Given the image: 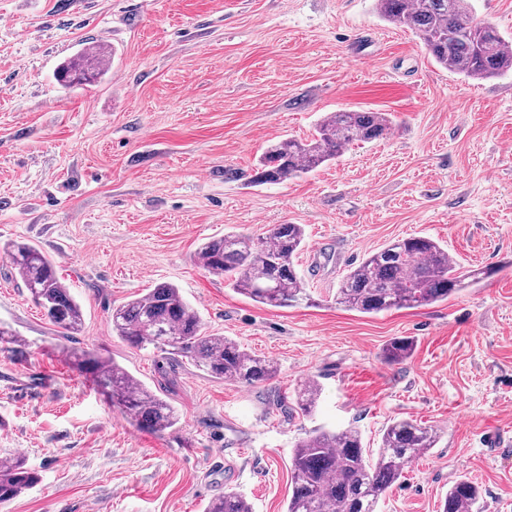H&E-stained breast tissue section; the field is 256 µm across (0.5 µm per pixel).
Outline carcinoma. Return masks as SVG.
Returning <instances> with one entry per match:
<instances>
[{"instance_id":"carcinoma-1","label":"carcinoma","mask_w":512,"mask_h":512,"mask_svg":"<svg viewBox=\"0 0 512 512\" xmlns=\"http://www.w3.org/2000/svg\"><path fill=\"white\" fill-rule=\"evenodd\" d=\"M377 13L418 37L437 64L473 80L512 71V49L495 27L477 23L469 0H375ZM106 51L82 53L61 65L64 86L96 80L104 72ZM393 121L385 112H328L311 138H288L260 156L253 181L279 184L308 173L339 157L345 149L386 135ZM302 224H275L261 238L227 233L208 241L198 258L210 273L255 302L288 307L306 298L297 260L305 245ZM11 269L28 289L49 321L65 333L81 328L83 313L53 261L36 246L16 241L3 248ZM465 274L448 257V249L431 237L415 236L391 242L370 253L342 279L336 303L360 314H378L444 301L461 290ZM112 331L130 346H152L193 360L199 370L227 383H263L275 375L272 363L246 352L234 339L203 333L198 313L179 288L159 283L140 297L112 309ZM414 340L401 337L383 349L391 365L411 358ZM79 370L112 398V405L147 430L160 432L179 421L176 409L144 386L126 369L91 351L78 360ZM315 382H307L296 403L311 413L319 397ZM437 432L411 419L394 420L381 437L380 452L367 455L359 431L317 429L298 441L292 456L293 486L286 512H376L379 501L421 455L436 447ZM39 481L19 458H0V503H7ZM480 500L477 484L457 480L444 498L442 512H474ZM208 512H251L240 494L226 491Z\"/></svg>"}]
</instances>
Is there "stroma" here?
<instances>
[{
	"label": "stroma",
	"instance_id": "1",
	"mask_svg": "<svg viewBox=\"0 0 512 512\" xmlns=\"http://www.w3.org/2000/svg\"><path fill=\"white\" fill-rule=\"evenodd\" d=\"M110 51L104 76L65 88L59 65ZM391 112L385 137L278 185L249 181L259 155L307 138L338 110ZM301 224L307 302L273 308L226 287L196 256L236 231ZM429 236L479 279L448 300L364 315L334 302L342 276L388 242ZM50 256L79 302L63 336L0 251V457L40 482L0 512H205L233 490L285 512L296 443L357 428L439 430L378 512H440L460 477L481 512H512V73L444 68L374 0H0V247ZM176 285L204 332L270 360L271 380L231 384L130 347L114 306ZM414 338L411 359L382 350ZM93 351L175 406L141 428L76 368ZM314 411L281 412L307 379ZM414 350L415 342L411 338H395L385 346L382 356L388 364H402L411 358Z\"/></svg>",
	"mask_w": 512,
	"mask_h": 512
}]
</instances>
